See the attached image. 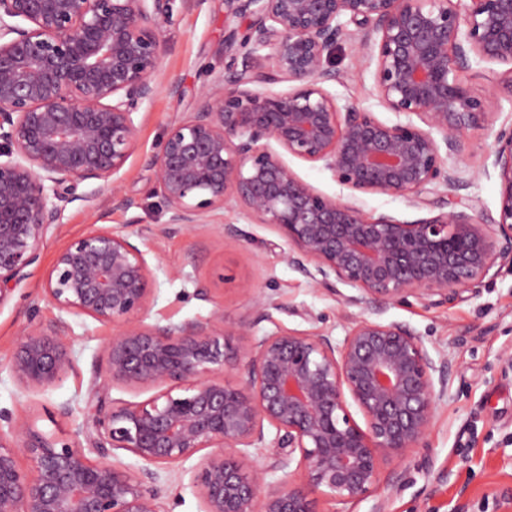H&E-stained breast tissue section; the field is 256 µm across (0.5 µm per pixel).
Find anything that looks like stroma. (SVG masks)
I'll return each mask as SVG.
<instances>
[{
	"mask_svg": "<svg viewBox=\"0 0 512 512\" xmlns=\"http://www.w3.org/2000/svg\"><path fill=\"white\" fill-rule=\"evenodd\" d=\"M161 34L167 43L158 77L159 91L140 108L139 151L118 181L122 195L134 207H112L110 189L93 193L92 183L80 185V199L67 204L59 230L48 239L41 265L49 267L56 253L95 224H108L132 235L144 230L138 246L152 269V292L144 321L188 323L209 316L213 302L224 305V321L244 326L230 337L233 347L245 348L255 337L276 329H296L343 339L349 318L366 316L385 323L410 326L430 351L447 355L455 370L448 397L438 407L426 447L384 462L390 484L381 497L354 505L353 512H374L385 499V512H512V270L479 287L459 292L448 303L426 307L416 300L376 308L348 304L354 288L337 284L329 292L312 277L280 258L283 240L267 224H256L236 201L216 212L213 223L179 228L168 224L160 200L153 194L154 171L148 158L155 154L170 124L194 111L203 88L222 73L231 53L224 44V0H198L184 9L175 0L170 22ZM332 66L344 73L330 84L338 104H354L374 112L387 123L397 116L377 97L365 52L350 46L338 49ZM503 64H483L462 73L470 92L492 101V125L469 133L454 164L465 187L448 189L449 202L466 205L483 218L497 216L500 179L489 156L497 127L512 123V94L502 87ZM288 165L320 193L353 200L367 214L388 213L415 219L421 212L406 199L386 194L350 197L332 172L319 163L288 158ZM237 225L250 235L243 241L222 235L217 224ZM209 300H201L199 290ZM269 302V317L259 320L254 299ZM59 310L42 290L37 272L21 284L0 308V358L9 356L31 320L55 321ZM71 348L76 369L47 390L23 388L0 370V410L33 423L39 431L76 443L90 459H98L85 422L95 399L142 401L147 389L106 385L107 349L112 327L88 317H69ZM164 487L163 512H201L190 488L188 465L159 469Z\"/></svg>",
	"mask_w": 512,
	"mask_h": 512,
	"instance_id": "35a3bbf8",
	"label": "stroma"
}]
</instances>
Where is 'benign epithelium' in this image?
I'll list each match as a JSON object with an SVG mask.
<instances>
[{"label": "benign epithelium", "instance_id": "obj_1", "mask_svg": "<svg viewBox=\"0 0 512 512\" xmlns=\"http://www.w3.org/2000/svg\"><path fill=\"white\" fill-rule=\"evenodd\" d=\"M174 0H0V306L35 272L65 204L88 180L118 191L139 150L137 114L158 90L166 53L161 24ZM244 19L228 41L245 49L204 88L197 109L172 125L148 159L167 223L208 224L233 199L275 227L288 264L330 292L358 290L353 305L448 303L512 267V125L495 134L498 218L434 198L462 187L449 159L467 133L491 124V102L471 95L460 73L509 65L512 0H225ZM374 66L377 96L407 117L388 124L338 105L326 84L347 39ZM288 82L286 91L273 87ZM323 163L351 194L400 196L429 215L368 216L303 182L284 161ZM152 271L129 236L92 225L57 253L42 276L65 314L120 325L107 353V382L156 390L141 402L100 405L87 422L100 450H126L133 474L0 411V512H162L160 465L191 470L203 512H319L316 503L357 504L382 488L381 463L426 445L453 372L407 325L352 320L343 340L278 329L240 350L226 337L224 307L203 322L147 324ZM62 317L34 322L0 367L25 388L58 385L75 368ZM243 387L219 379L239 364ZM364 418L360 426L350 406ZM282 450L303 482L270 485L247 463L249 448ZM31 462L21 467L18 450Z\"/></svg>", "mask_w": 512, "mask_h": 512}]
</instances>
